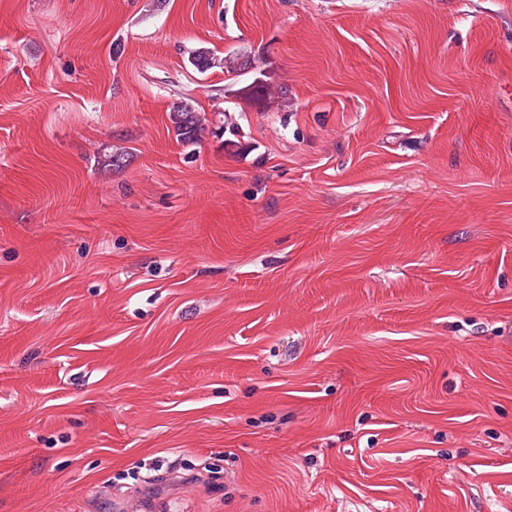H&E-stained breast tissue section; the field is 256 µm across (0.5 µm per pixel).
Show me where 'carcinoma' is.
I'll use <instances>...</instances> for the list:
<instances>
[{
    "mask_svg": "<svg viewBox=\"0 0 512 512\" xmlns=\"http://www.w3.org/2000/svg\"><path fill=\"white\" fill-rule=\"evenodd\" d=\"M217 63L222 65L225 72L232 76V82L224 89L225 94L253 106L267 107L272 104L284 108L288 106L285 92L281 91L276 96L272 95L268 75L261 70L250 83L240 85L241 78L256 69L251 56L245 52H232L217 60L211 57L207 51H197L190 60V64L200 73L208 71ZM169 121L177 140L182 145L192 147L200 142L204 124L191 104L183 101L172 104ZM220 129L230 134V137L224 139V147L228 152L239 153L245 149V144L238 139L240 135L238 126L226 122L220 126Z\"/></svg>",
    "mask_w": 512,
    "mask_h": 512,
    "instance_id": "obj_1",
    "label": "carcinoma"
}]
</instances>
